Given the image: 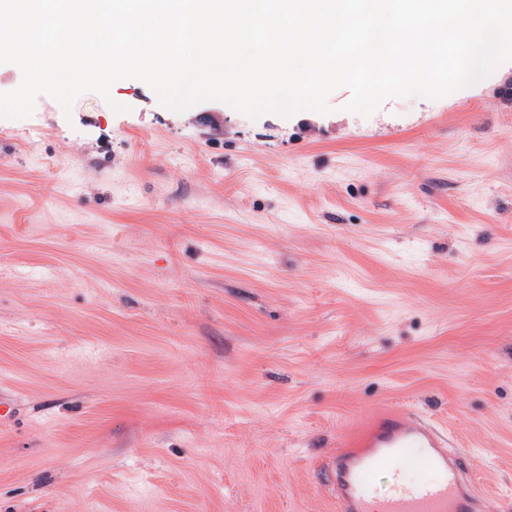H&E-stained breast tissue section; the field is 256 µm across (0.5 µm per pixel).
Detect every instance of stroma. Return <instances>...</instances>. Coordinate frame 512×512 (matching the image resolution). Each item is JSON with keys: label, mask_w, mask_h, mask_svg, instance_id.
I'll use <instances>...</instances> for the list:
<instances>
[{"label": "stroma", "mask_w": 512, "mask_h": 512, "mask_svg": "<svg viewBox=\"0 0 512 512\" xmlns=\"http://www.w3.org/2000/svg\"><path fill=\"white\" fill-rule=\"evenodd\" d=\"M510 84L0 117V512H336L389 404L512 512Z\"/></svg>", "instance_id": "obj_1"}]
</instances>
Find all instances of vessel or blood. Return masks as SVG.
<instances>
[{"label":"vessel or blood","mask_w":512,"mask_h":512,"mask_svg":"<svg viewBox=\"0 0 512 512\" xmlns=\"http://www.w3.org/2000/svg\"><path fill=\"white\" fill-rule=\"evenodd\" d=\"M415 465L428 477H410ZM384 470L391 479L381 492L377 476ZM326 471L338 512H483L479 481L446 434L397 410L343 445Z\"/></svg>","instance_id":"vessel-or-blood-1"}]
</instances>
